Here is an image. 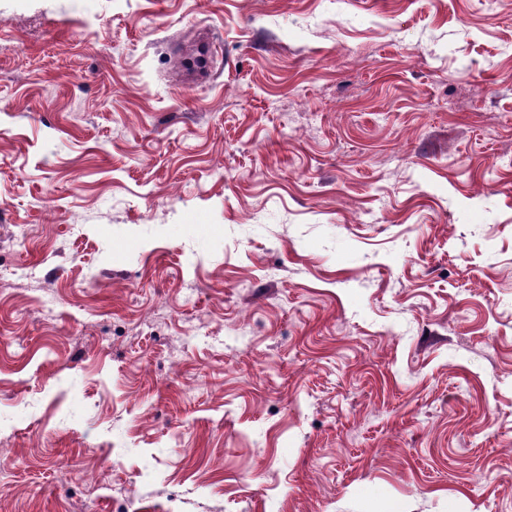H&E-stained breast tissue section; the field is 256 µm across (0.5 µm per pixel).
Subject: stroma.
<instances>
[{"label": "stroma", "instance_id": "35a3bbf8", "mask_svg": "<svg viewBox=\"0 0 512 512\" xmlns=\"http://www.w3.org/2000/svg\"><path fill=\"white\" fill-rule=\"evenodd\" d=\"M510 156L512 0H0V512H512Z\"/></svg>", "mask_w": 512, "mask_h": 512}]
</instances>
